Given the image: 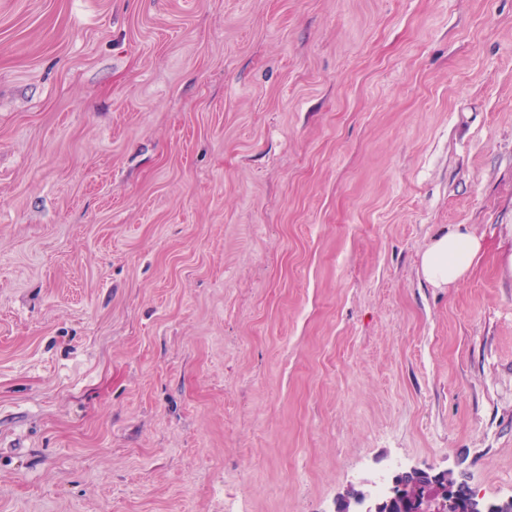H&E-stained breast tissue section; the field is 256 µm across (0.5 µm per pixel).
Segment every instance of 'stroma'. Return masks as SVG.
<instances>
[{
  "mask_svg": "<svg viewBox=\"0 0 512 512\" xmlns=\"http://www.w3.org/2000/svg\"><path fill=\"white\" fill-rule=\"evenodd\" d=\"M511 253L512 0H0V512L512 500ZM480 238L467 225L454 224L435 235L420 255L422 277L438 288L465 280L482 253ZM438 475L443 476L441 484L434 480L431 483L423 484L428 481L427 475L423 473L405 474L398 477L399 488L403 489L404 487L405 494L415 489L410 508L412 512H457L460 510L456 495L464 499L468 498V493L471 492L470 487L466 482L458 481L455 478L453 484L456 495L451 496L449 495L448 478L453 477V474L442 471ZM419 484L421 485L417 487ZM390 504V501L382 502L381 499L373 497L370 493L363 491L355 493L347 500L346 512H380L383 506Z\"/></svg>",
  "mask_w": 512,
  "mask_h": 512,
  "instance_id": "stroma-1",
  "label": "stroma"
}]
</instances>
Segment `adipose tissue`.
Segmentation results:
<instances>
[{"instance_id": "ef3b65f1", "label": "adipose tissue", "mask_w": 512, "mask_h": 512, "mask_svg": "<svg viewBox=\"0 0 512 512\" xmlns=\"http://www.w3.org/2000/svg\"><path fill=\"white\" fill-rule=\"evenodd\" d=\"M482 250L480 238L457 224L432 238L420 255L419 271L434 286L450 287L468 277Z\"/></svg>"}]
</instances>
